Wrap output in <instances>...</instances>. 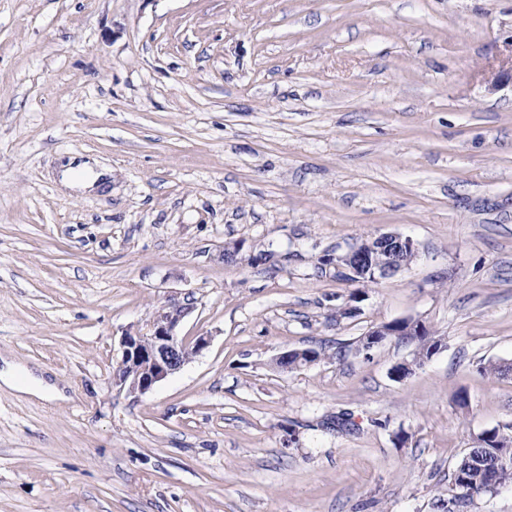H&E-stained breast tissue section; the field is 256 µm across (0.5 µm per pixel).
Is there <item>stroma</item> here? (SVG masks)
I'll return each instance as SVG.
<instances>
[{
    "mask_svg": "<svg viewBox=\"0 0 512 512\" xmlns=\"http://www.w3.org/2000/svg\"><path fill=\"white\" fill-rule=\"evenodd\" d=\"M510 68L512 0H0V356L65 394L0 391V512H435L512 425ZM384 233L409 265L338 274ZM174 301L210 345L134 398ZM403 319L400 381L358 344ZM108 170L94 172L92 166L85 162L73 165L72 161L63 166L62 181L69 187L78 190L92 189L97 181L109 175ZM191 308L189 303L163 306L146 330L125 333L121 359L113 375L116 386L129 394L144 396L209 347V336H198L189 345L179 334ZM396 326H404V332L411 336H400L398 331H395L394 328ZM423 332H428L426 326L420 322L415 320H397L385 325L378 326L365 335L366 339H368L369 348H373L381 343H383L388 336L395 337L398 340L406 341L408 343H414L416 345V351L428 352L432 347L438 345L437 348L431 350L429 355L424 354L418 355L421 357L423 361L431 358L435 353H437L441 349V342L436 340L435 336H419L418 334H422Z\"/></svg>",
    "mask_w": 512,
    "mask_h": 512,
    "instance_id": "obj_1",
    "label": "stroma"
}]
</instances>
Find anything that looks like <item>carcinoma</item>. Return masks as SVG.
I'll return each mask as SVG.
<instances>
[{"label": "carcinoma", "mask_w": 512, "mask_h": 512, "mask_svg": "<svg viewBox=\"0 0 512 512\" xmlns=\"http://www.w3.org/2000/svg\"><path fill=\"white\" fill-rule=\"evenodd\" d=\"M477 443L453 470L451 494L457 512H469L476 499L507 482H512V432L492 429L482 433Z\"/></svg>", "instance_id": "cac0c4a2"}]
</instances>
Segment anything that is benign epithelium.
<instances>
[{
  "mask_svg": "<svg viewBox=\"0 0 512 512\" xmlns=\"http://www.w3.org/2000/svg\"><path fill=\"white\" fill-rule=\"evenodd\" d=\"M415 249L414 242L397 233L378 235L357 245L342 258L346 270L355 276L371 275L373 281L393 276L404 267L402 254ZM190 304H170L161 307L146 330L127 332L122 337L121 359L114 371L113 382L135 396H144L168 376L179 371L192 357L210 345V337L199 336L187 344L180 336V325L190 312ZM405 327V333L416 336L426 326L415 320H397L378 326L366 334L369 347L397 336L395 327Z\"/></svg>",
  "mask_w": 512,
  "mask_h": 512,
  "instance_id": "benign-epithelium-1",
  "label": "benign epithelium"
}]
</instances>
